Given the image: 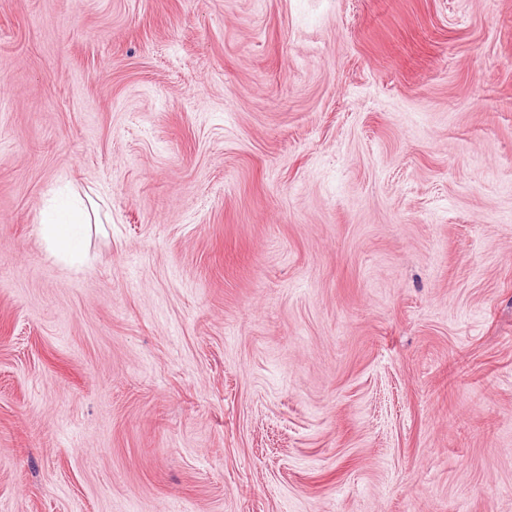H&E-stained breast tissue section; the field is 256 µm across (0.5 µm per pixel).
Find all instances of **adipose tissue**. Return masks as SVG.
<instances>
[{
    "label": "adipose tissue",
    "mask_w": 512,
    "mask_h": 512,
    "mask_svg": "<svg viewBox=\"0 0 512 512\" xmlns=\"http://www.w3.org/2000/svg\"><path fill=\"white\" fill-rule=\"evenodd\" d=\"M100 221L97 204L74 193L43 212L40 231L53 257L68 264H81L86 260L83 249L89 227Z\"/></svg>",
    "instance_id": "adipose-tissue-1"
}]
</instances>
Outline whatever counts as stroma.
Returning <instances> with one entry per match:
<instances>
[{"label": "stroma", "instance_id": "35a3bbf8", "mask_svg": "<svg viewBox=\"0 0 512 512\" xmlns=\"http://www.w3.org/2000/svg\"><path fill=\"white\" fill-rule=\"evenodd\" d=\"M0 512H512V0H0ZM85 199L87 204L78 193H72L63 203L42 213L40 231L48 251L71 265L86 261L83 249L90 224H103L98 205L89 193H85Z\"/></svg>", "mask_w": 512, "mask_h": 512}]
</instances>
